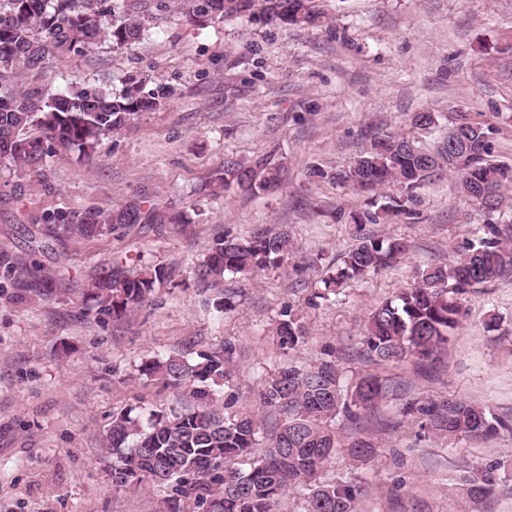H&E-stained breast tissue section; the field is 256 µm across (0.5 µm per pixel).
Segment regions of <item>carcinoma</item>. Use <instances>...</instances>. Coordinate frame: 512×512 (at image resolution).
<instances>
[{
	"mask_svg": "<svg viewBox=\"0 0 512 512\" xmlns=\"http://www.w3.org/2000/svg\"><path fill=\"white\" fill-rule=\"evenodd\" d=\"M184 14L203 26L210 22L247 20L260 25L305 28L327 15L326 0H181ZM167 0L143 6L130 0H0V163L26 175H40L56 150L74 151L92 159L103 136L135 126L141 117L164 105L171 91L150 78L132 76L118 92L98 87H71L50 94L44 81L50 65L70 54L90 51L103 42L114 50H132ZM413 133L374 136L345 166L326 171L311 167L316 183L333 179L339 185L374 193L390 184L400 196L379 207L350 215L355 226L385 224L393 216L413 214L414 191L442 174L460 177L463 191L487 217L512 208V166L492 159L496 129L462 114L446 135L426 145L439 126V116L414 114ZM280 181L278 164L269 156L248 165L230 162L224 174L199 189L259 196ZM163 219L158 208L136 203L116 212L94 209L44 212L35 223L47 237L85 239L127 224ZM407 245L395 238L356 235L334 273L322 279L327 300L350 280H367L400 262ZM293 253L288 228H271L248 237L215 238L205 259L194 266V283L222 288L224 281L279 268ZM512 269V225L487 223L478 242L463 246L454 265L416 271L410 288L381 302L368 318L364 351L378 363L422 362L448 347L462 318L464 296ZM172 270L156 263L125 267L119 263L91 277L88 292L100 311L122 319L147 304ZM283 356L304 342L305 325L288 309L276 325ZM235 344L200 354L192 361L181 353L145 360L140 372L182 395L185 403L167 412L151 410L145 419L128 412L112 415L106 446L112 449V487L121 491L145 480L165 489L158 512H277L279 499L298 486L309 488L304 512H357L360 485L353 481H319L336 451L331 422L339 414L358 417L377 407L399 385L375 373L353 384L333 360L309 365L285 361L263 381L257 410L278 412L284 421L264 432L250 406H236L220 396L232 380ZM400 413L423 430L450 439H488L512 432V420L487 406L455 397L410 398ZM353 461L376 454L371 438L359 436L347 445ZM496 484L493 471L466 480V493L486 498Z\"/></svg>",
	"mask_w": 512,
	"mask_h": 512,
	"instance_id": "obj_1",
	"label": "carcinoma"
}]
</instances>
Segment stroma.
Returning a JSON list of instances; mask_svg holds the SVG:
<instances>
[{
  "label": "stroma",
  "mask_w": 512,
  "mask_h": 512,
  "mask_svg": "<svg viewBox=\"0 0 512 512\" xmlns=\"http://www.w3.org/2000/svg\"><path fill=\"white\" fill-rule=\"evenodd\" d=\"M146 74L173 95L135 127L105 135L93 160L60 151L43 176L0 165V512H155L162 487L145 481L114 491L102 436L114 413L150 403L178 406L138 367L174 352L191 355L234 341L232 388L253 404L283 358L274 329L283 310L302 316L308 336L290 360L332 356L346 378L363 372L403 381L409 395H448L512 416V273L469 294L468 314L434 362L375 366L362 351L372 308L411 287L415 273L449 265L482 235L484 216L444 175L418 191L412 216L365 230L402 239L395 267L355 281L312 306L318 273L304 256L334 263L356 242L344 214L363 210L352 188L311 183L310 166L347 165L371 138L407 128L412 113H455L495 127L493 157L512 163V0H330L324 23L285 28L246 21L200 29L170 6L132 51L100 44L51 67L48 93L68 86L120 90ZM273 155L282 180L260 197L204 198L197 188L228 160ZM144 200L189 215L186 224H137L91 240L47 239L33 215ZM287 226L294 254L278 269L233 282L236 307L207 303L191 271L214 237ZM139 259L175 267L150 303L115 320L85 294L100 267ZM49 279L51 294H18L16 278ZM387 399L359 419L337 417L340 441L377 444L358 464L337 449L322 479L362 485L358 512H512V433L486 440L422 436ZM402 462H395V453ZM496 466L497 484L474 501L462 478Z\"/></svg>",
  "instance_id": "obj_1"
}]
</instances>
